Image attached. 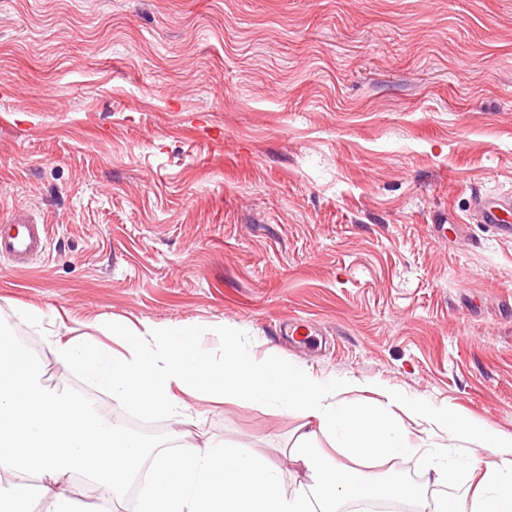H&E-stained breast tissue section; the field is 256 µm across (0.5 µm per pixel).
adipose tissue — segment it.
I'll list each match as a JSON object with an SVG mask.
<instances>
[{
	"label": "adipose tissue",
	"mask_w": 512,
	"mask_h": 512,
	"mask_svg": "<svg viewBox=\"0 0 512 512\" xmlns=\"http://www.w3.org/2000/svg\"><path fill=\"white\" fill-rule=\"evenodd\" d=\"M222 359H214L179 323L115 319L65 332L48 331V348L63 369L144 418L167 417L171 439H182L190 420L189 398L206 393L280 407L310 418L298 436L295 457L307 472V489L283 494L277 465L231 442L181 452L153 450L67 390L42 381L39 357L14 337H0V512H340L344 505L407 501L416 512H512V433L488 428L449 408L405 399L379 388V402L356 401L358 380L313 375L274 358L257 359L238 332L222 326ZM410 418L443 429L490 452L476 468L472 495L429 500L399 476L370 474L372 460L410 448L395 407ZM344 449L346 466L325 454L319 438ZM146 484L138 499L125 496L137 475ZM101 489L97 503L78 499L72 480Z\"/></svg>",
	"instance_id": "obj_1"
}]
</instances>
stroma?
Returning a JSON list of instances; mask_svg holds the SVG:
<instances>
[{
	"mask_svg": "<svg viewBox=\"0 0 512 512\" xmlns=\"http://www.w3.org/2000/svg\"><path fill=\"white\" fill-rule=\"evenodd\" d=\"M512 0H0V222H44L0 261V326L49 357L66 326L235 327L257 357L354 378L512 432ZM447 223V236L434 227ZM301 320L309 336L288 334ZM184 444L231 441L306 482L300 414L193 401ZM377 459L424 482L471 444L405 420ZM478 207L481 223L512 231V203L485 198L480 200ZM48 237L45 224L22 220L0 224V259L17 268L27 267L47 251Z\"/></svg>",
	"mask_w": 512,
	"mask_h": 512,
	"instance_id": "obj_1",
	"label": "stroma"
}]
</instances>
